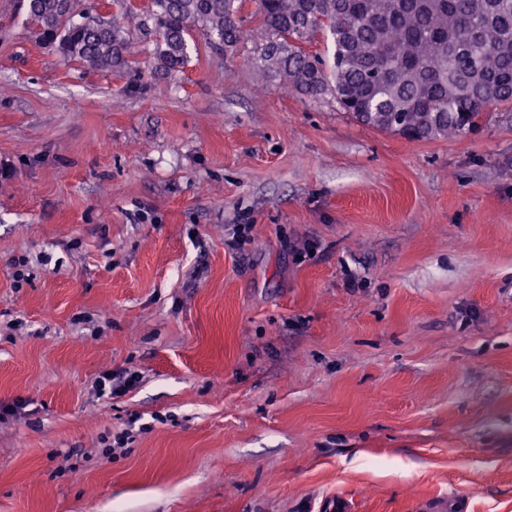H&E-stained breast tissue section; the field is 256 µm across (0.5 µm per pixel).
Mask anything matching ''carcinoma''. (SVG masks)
<instances>
[{
    "instance_id": "obj_1",
    "label": "carcinoma",
    "mask_w": 512,
    "mask_h": 512,
    "mask_svg": "<svg viewBox=\"0 0 512 512\" xmlns=\"http://www.w3.org/2000/svg\"><path fill=\"white\" fill-rule=\"evenodd\" d=\"M137 27L152 38L157 67L181 71L198 29L224 49L243 37L246 0H152ZM28 24L70 60L124 69L127 29L84 12L74 0H21ZM266 33L257 59L271 62L299 91L333 88L359 123L414 140L464 138L486 104L512 103V0H258ZM326 32L332 62L304 47Z\"/></svg>"
}]
</instances>
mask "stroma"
Segmentation results:
<instances>
[{
	"label": "stroma",
	"instance_id": "35a3bbf8",
	"mask_svg": "<svg viewBox=\"0 0 512 512\" xmlns=\"http://www.w3.org/2000/svg\"><path fill=\"white\" fill-rule=\"evenodd\" d=\"M255 10L137 79L0 0V512H512V104L360 125ZM138 376L127 370L119 372H106L99 377L96 383V393L101 397H112L134 387ZM115 382V383H114Z\"/></svg>",
	"mask_w": 512,
	"mask_h": 512
}]
</instances>
